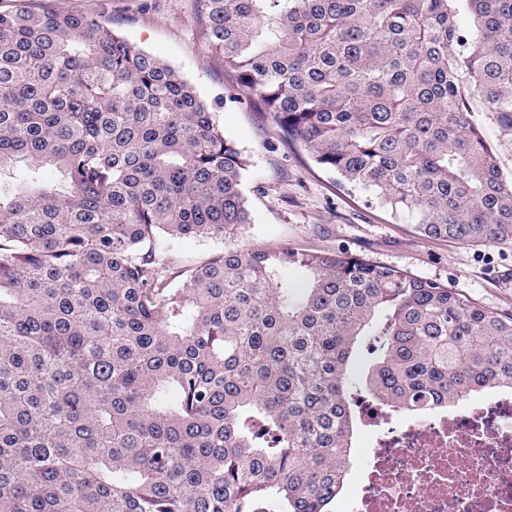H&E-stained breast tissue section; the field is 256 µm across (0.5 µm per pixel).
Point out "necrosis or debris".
I'll return each mask as SVG.
<instances>
[{
	"label": "necrosis or debris",
	"instance_id": "necrosis-or-debris-1",
	"mask_svg": "<svg viewBox=\"0 0 512 512\" xmlns=\"http://www.w3.org/2000/svg\"><path fill=\"white\" fill-rule=\"evenodd\" d=\"M366 441L354 512H512V392L393 423L358 406Z\"/></svg>",
	"mask_w": 512,
	"mask_h": 512
}]
</instances>
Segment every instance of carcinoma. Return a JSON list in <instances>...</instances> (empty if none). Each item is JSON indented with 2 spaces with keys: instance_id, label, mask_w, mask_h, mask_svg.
Here are the masks:
<instances>
[{
  "instance_id": "obj_1",
  "label": "carcinoma",
  "mask_w": 512,
  "mask_h": 512,
  "mask_svg": "<svg viewBox=\"0 0 512 512\" xmlns=\"http://www.w3.org/2000/svg\"><path fill=\"white\" fill-rule=\"evenodd\" d=\"M198 10L237 90L341 188L423 237L512 238V182L470 119L477 99L512 130V0ZM247 167L111 28L0 11V179L22 174L0 188V512H328L354 396L421 414L512 389V315L347 251L232 241ZM185 237L229 242L176 271Z\"/></svg>"
}]
</instances>
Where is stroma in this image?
Listing matches in <instances>:
<instances>
[{
    "label": "stroma",
    "mask_w": 512,
    "mask_h": 512,
    "mask_svg": "<svg viewBox=\"0 0 512 512\" xmlns=\"http://www.w3.org/2000/svg\"><path fill=\"white\" fill-rule=\"evenodd\" d=\"M32 9L52 8L98 18L127 41L174 68L211 103L225 135L249 162L244 181L253 215L240 243L262 249L284 246L345 250L385 266L448 286L459 295L512 314V239L491 245L433 240L410 222L368 205L365 194L340 190L312 164L303 148L284 144L271 120L233 101V78L205 40L195 0H28ZM472 120L494 149L512 181V131L500 127L482 104Z\"/></svg>",
    "instance_id": "obj_1"
}]
</instances>
